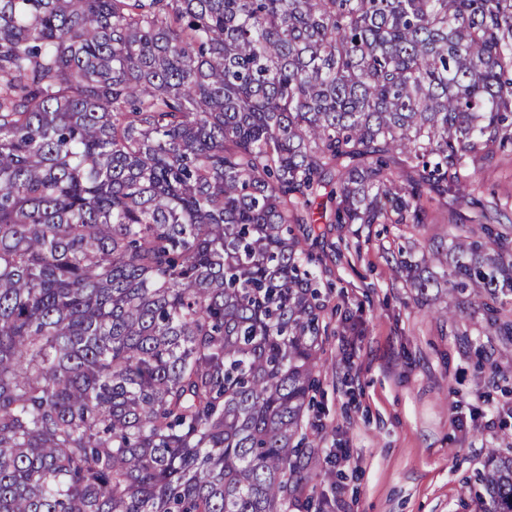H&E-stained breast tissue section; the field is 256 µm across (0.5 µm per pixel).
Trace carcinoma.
I'll list each match as a JSON object with an SVG mask.
<instances>
[{"instance_id":"obj_1","label":"carcinoma","mask_w":512,"mask_h":512,"mask_svg":"<svg viewBox=\"0 0 512 512\" xmlns=\"http://www.w3.org/2000/svg\"><path fill=\"white\" fill-rule=\"evenodd\" d=\"M512 143V0H0V512H288L308 241L426 224ZM414 300L512 294L478 240ZM480 512H512L488 451Z\"/></svg>"}]
</instances>
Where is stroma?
<instances>
[{"label":"stroma","instance_id":"1","mask_svg":"<svg viewBox=\"0 0 512 512\" xmlns=\"http://www.w3.org/2000/svg\"><path fill=\"white\" fill-rule=\"evenodd\" d=\"M482 207L512 235V147L429 223L346 224L312 242L329 310L303 428L310 512H475L465 479L488 449L512 456V343L468 305L440 320L391 271L397 250L470 235Z\"/></svg>","mask_w":512,"mask_h":512}]
</instances>
